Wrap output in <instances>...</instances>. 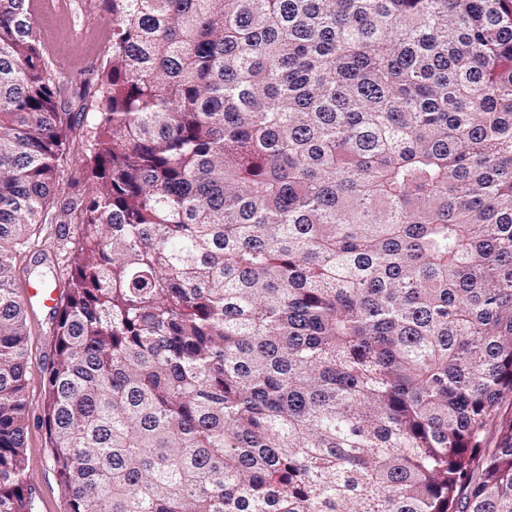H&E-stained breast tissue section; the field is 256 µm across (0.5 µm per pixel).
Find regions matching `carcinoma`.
I'll return each mask as SVG.
<instances>
[{"mask_svg": "<svg viewBox=\"0 0 512 512\" xmlns=\"http://www.w3.org/2000/svg\"><path fill=\"white\" fill-rule=\"evenodd\" d=\"M99 7L67 512H512V0ZM67 104L0 0V512H30L15 273Z\"/></svg>", "mask_w": 512, "mask_h": 512, "instance_id": "cac0c4a2", "label": "carcinoma"}]
</instances>
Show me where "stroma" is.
Here are the masks:
<instances>
[{"instance_id": "35a3bbf8", "label": "stroma", "mask_w": 512, "mask_h": 512, "mask_svg": "<svg viewBox=\"0 0 512 512\" xmlns=\"http://www.w3.org/2000/svg\"><path fill=\"white\" fill-rule=\"evenodd\" d=\"M37 29L47 49V61L67 85L71 102L92 96L103 46L112 30V18L100 11L95 0H65L63 8H51L37 17ZM93 134L91 117L75 115L74 145L60 161L55 210L77 197L85 182L86 144ZM82 227L74 218L40 225L36 240L20 257L22 269L17 294L25 303L29 334L26 397L29 418L26 430L25 482L31 491V512H67L66 494L54 468L52 448L43 424L46 377L54 358L48 310L31 303L29 296L39 284L59 294L68 290L66 256L73 251Z\"/></svg>"}]
</instances>
